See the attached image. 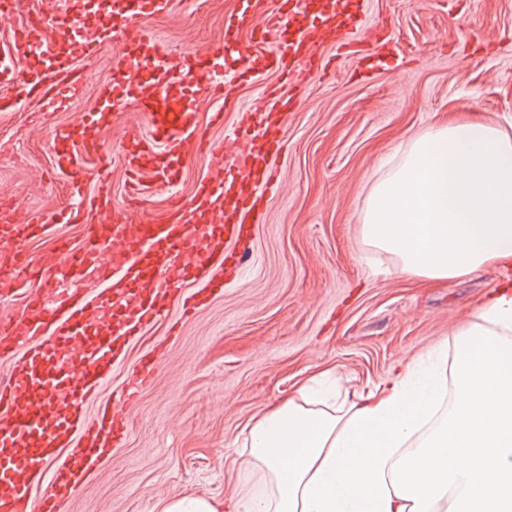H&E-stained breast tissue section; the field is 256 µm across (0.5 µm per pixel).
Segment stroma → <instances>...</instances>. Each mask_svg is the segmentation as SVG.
Wrapping results in <instances>:
<instances>
[{
  "instance_id": "1",
  "label": "stroma",
  "mask_w": 512,
  "mask_h": 512,
  "mask_svg": "<svg viewBox=\"0 0 512 512\" xmlns=\"http://www.w3.org/2000/svg\"><path fill=\"white\" fill-rule=\"evenodd\" d=\"M241 9V0H191L149 22L173 53L209 55L223 48L225 20ZM367 11L365 46H321L327 70L302 69L289 79L300 94L281 111V188L261 202L267 221L253 231L251 264L229 274L194 316L183 320L170 308L113 369L105 400L132 383L147 351L160 350L157 370L128 410L120 448L69 497L65 512H157L163 499L223 498L252 416L324 370L345 388L366 387L395 363L453 346L456 330L503 279L488 268L424 285L402 274L393 255L363 242L360 213L373 180L443 115H476L512 132V0H368ZM117 55H77L84 93L62 110L41 115L35 98L26 111L0 112V205L14 206L18 219L62 208L69 187L59 157L82 151L83 138L61 143L57 136L114 82ZM125 110L126 117L87 130L98 149L86 157V188L106 180L113 204L159 223L171 204L166 190L140 205L126 196L123 144L137 120L135 102ZM223 167L191 153L178 186L183 201ZM103 222L101 211L88 210L86 222L51 225L26 250L40 259L57 239L81 244ZM175 318L179 333L167 336Z\"/></svg>"
}]
</instances>
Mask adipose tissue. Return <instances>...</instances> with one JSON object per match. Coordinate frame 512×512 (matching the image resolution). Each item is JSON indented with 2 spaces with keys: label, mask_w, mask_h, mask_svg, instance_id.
<instances>
[{
  "label": "adipose tissue",
  "mask_w": 512,
  "mask_h": 512,
  "mask_svg": "<svg viewBox=\"0 0 512 512\" xmlns=\"http://www.w3.org/2000/svg\"><path fill=\"white\" fill-rule=\"evenodd\" d=\"M361 234L431 284L512 269V134L468 116L414 134L372 183ZM455 339V355L348 395L299 385L246 423L230 496L159 512H512L511 280Z\"/></svg>",
  "instance_id": "1"
}]
</instances>
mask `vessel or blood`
Returning a JSON list of instances; mask_svg holds the SVG:
<instances>
[{
  "instance_id": "vessel-or-blood-1",
  "label": "vessel or blood",
  "mask_w": 512,
  "mask_h": 512,
  "mask_svg": "<svg viewBox=\"0 0 512 512\" xmlns=\"http://www.w3.org/2000/svg\"><path fill=\"white\" fill-rule=\"evenodd\" d=\"M366 0H322L311 15L309 0H246L244 15L225 21L224 49L242 73L262 81L265 72L290 76L299 66H319L314 43L334 38L344 42L362 24ZM171 0H119L118 8L97 29L95 38L80 43L82 54L98 52L114 36L126 50L116 62L118 76L129 69L153 70L157 80L134 90L133 99L147 125L145 134L129 138L125 157L131 173L128 195L144 200L155 190L175 185L192 151L220 154L221 144L209 141L184 94L204 88L224 100L213 123L235 109L239 124L229 132L246 149L219 179L203 182L190 205H176L166 223L145 220L124 223L109 208L107 183H100L93 204L106 208L110 222L101 236L83 245L57 242L51 257L31 261L24 243L45 228L48 216L34 215L19 223L15 214L0 212V240L10 245L9 266L24 271L31 296L23 318L0 315V353L12 359L0 376V512H63V493L112 457L124 434L127 407L137 395L127 389L124 400L99 409L86 424L83 406L103 388L129 339L153 324L185 282L205 279L222 287L225 263L244 265L249 250L244 223L263 224L261 194L277 184L273 162L284 140L269 102L275 95L264 84L262 98L246 104L218 78L203 57L186 54L168 58L142 18L169 9ZM255 17V43L263 53L237 39L247 17ZM52 27L55 37L44 50L39 79L14 70L12 57L33 39L34 29ZM71 23L55 18L14 29L12 56L0 57V78L13 85L14 97L1 109L20 108L41 98L56 109L77 98L84 85L76 75L66 46L75 41ZM115 88H103L85 124L106 120L123 107ZM61 169L74 193H81L86 172L81 155L65 156Z\"/></svg>"
}]
</instances>
